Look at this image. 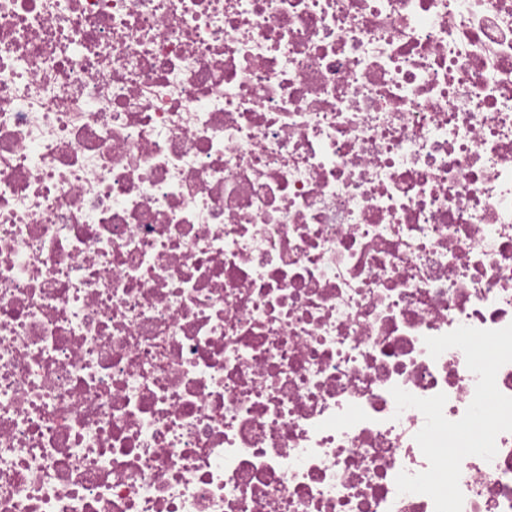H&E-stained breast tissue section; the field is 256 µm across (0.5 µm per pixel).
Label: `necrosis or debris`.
Here are the masks:
<instances>
[{
  "label": "necrosis or debris",
  "instance_id": "necrosis-or-debris-1",
  "mask_svg": "<svg viewBox=\"0 0 512 512\" xmlns=\"http://www.w3.org/2000/svg\"><path fill=\"white\" fill-rule=\"evenodd\" d=\"M511 324L512 0H0V512H434Z\"/></svg>",
  "mask_w": 512,
  "mask_h": 512
}]
</instances>
